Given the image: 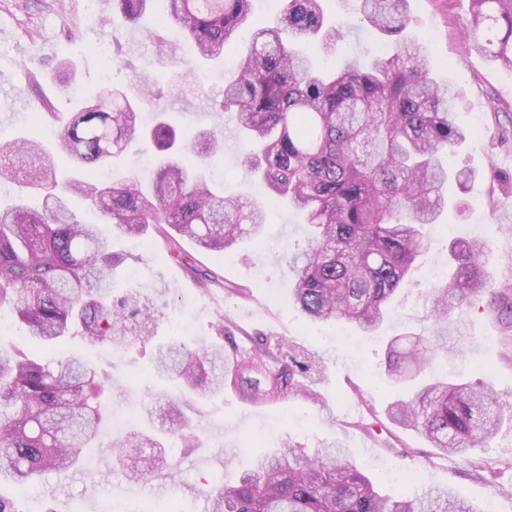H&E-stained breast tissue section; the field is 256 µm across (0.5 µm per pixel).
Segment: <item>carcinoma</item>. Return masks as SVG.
I'll return each instance as SVG.
<instances>
[{
  "mask_svg": "<svg viewBox=\"0 0 512 512\" xmlns=\"http://www.w3.org/2000/svg\"><path fill=\"white\" fill-rule=\"evenodd\" d=\"M154 0H112L135 24ZM158 19L191 41L194 57L174 58L175 79L190 84L197 63L234 49V33L251 18V0H161ZM280 25L258 28L219 110L230 112L244 136L240 160L269 203L300 212L312 237L285 255L293 306L311 322L354 325L375 332L416 260L429 249L422 228L448 206L445 187L472 177L443 162L471 132L454 120L449 87L431 76V63L404 32L409 0H358V14L389 41L363 65L347 57L332 72L313 64L306 46L327 49L341 33L325 21L322 0H282ZM468 49L512 69V0H469ZM158 97L140 76L130 89L103 86L82 100L48 149L37 133L0 143V182L18 184L42 205L0 208V309L11 310L43 349L80 338L122 345L127 334L149 338L150 310L112 304V244L97 225L78 219L80 199L117 235L149 231L182 258L178 238L202 250L226 252L244 239L258 243L266 211L256 202L217 191L207 168L224 159L213 130L184 141L165 115L140 122L139 102ZM141 137L159 152L148 188L129 172L120 182L58 179L54 157L86 171L109 166ZM482 242H455L451 279L428 289L433 327L405 352H391L386 376L409 379L440 354L463 353L465 339L449 325L477 300L507 314L505 350L512 353V279L491 284ZM268 353L241 361V389L253 399L301 394L293 372L266 366ZM155 369L199 394L224 390V345L192 349L180 341L158 347ZM107 380L87 360L51 361L0 339V480L31 482L79 468L99 437ZM388 418L425 436L445 453L467 456L507 422L512 406L480 381L437 380L409 400L391 404ZM161 443L138 432L119 444L117 463L133 465L132 481L156 475ZM209 512H477L447 488L386 494L357 470L342 447L314 453L288 442L256 459L253 469L208 496Z\"/></svg>",
  "mask_w": 512,
  "mask_h": 512,
  "instance_id": "carcinoma-1",
  "label": "carcinoma"
}]
</instances>
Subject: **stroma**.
Listing matches in <instances>:
<instances>
[{"mask_svg":"<svg viewBox=\"0 0 512 512\" xmlns=\"http://www.w3.org/2000/svg\"><path fill=\"white\" fill-rule=\"evenodd\" d=\"M325 7L345 38L316 52L322 66L333 67L342 54L365 60L380 51L381 39L360 23L351 0H327ZM468 11L469 0H409L408 35L425 47L435 79L456 90L457 119L470 131L455 165L473 170L475 177L464 192L449 184V207L426 229L432 246L393 299L380 329L371 336L349 327L340 333L332 324L309 323L291 305L283 257L304 247L307 233L285 207L270 209L260 248L245 241L217 255L180 239L183 252L193 260L189 266L168 259L164 242L156 238L143 251L128 241L117 243L122 261L114 270L112 297L131 298L152 309L155 342L145 344L131 336L125 346L115 347L78 339L60 348V355L81 354L111 377L102 445L89 449L82 467L67 476L47 475L23 490L0 483V494L12 498L19 512H116L130 493L142 494L161 508L174 501L181 512H206L202 480L236 479L255 455L286 439L309 451L340 441L357 468L391 494L434 484L482 512H512V428L502 427L486 447L473 450V457L496 471L495 477L481 480L463 458L441 454L420 433L397 426L386 414L388 405L409 390L407 384L394 385L385 378L387 345L402 334L430 331L426 292L432 274L450 271L447 243L457 238L483 242L494 280L512 271V232L500 223L503 214L512 213V189L496 180L500 174L512 176V69L467 49ZM0 26L8 33L0 40V114L11 116L0 122V142L26 132L37 97H48L64 120L73 110L76 91L125 85L131 69H142L164 89L153 109L169 113L187 136L201 127L222 134L224 162L211 169L213 183L260 198L259 188L240 166L234 121L206 106L207 97L219 96L234 76L237 62H202L207 77L203 94L180 93L173 88L171 57L159 55L156 48L161 39L176 54H187L176 33L159 27L150 16L128 25L105 0L93 8L85 0H0ZM109 32L117 38L118 51L89 52V45L104 42ZM18 87L26 98L22 105L15 101ZM198 268L223 276V286H200L194 276ZM219 321L224 324L225 363L240 360L260 343L267 344L269 366L276 371L287 368L293 351L319 359L321 370L302 377L310 396L254 401L229 389L216 396L189 395L154 371L155 343L176 337L203 346L215 337ZM461 329L466 354L439 358L433 375L484 379L512 403V360L502 355L500 318L480 301L464 312ZM170 401L192 417L195 436L193 447L173 443L165 450V465L178 469L176 481H127L112 456L113 446L131 429L153 430L147 408Z\"/></svg>","mask_w":512,"mask_h":512,"instance_id":"stroma-1","label":"stroma"}]
</instances>
